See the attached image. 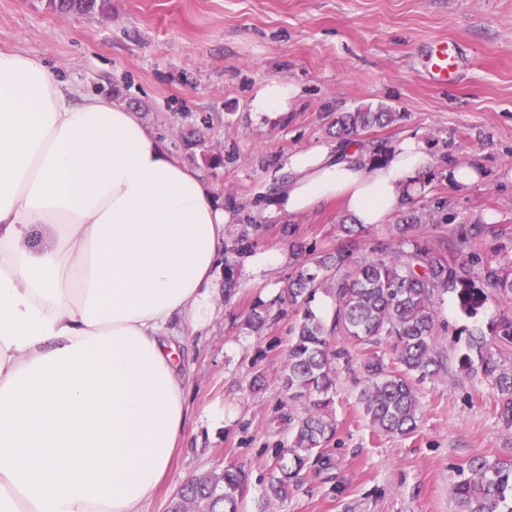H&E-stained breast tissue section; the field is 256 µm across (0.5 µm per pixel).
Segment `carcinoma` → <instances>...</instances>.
I'll return each mask as SVG.
<instances>
[{"instance_id": "carcinoma-1", "label": "carcinoma", "mask_w": 512, "mask_h": 512, "mask_svg": "<svg viewBox=\"0 0 512 512\" xmlns=\"http://www.w3.org/2000/svg\"><path fill=\"white\" fill-rule=\"evenodd\" d=\"M47 9L67 14H91L107 8L109 0H46ZM398 119L387 108L342 112L336 117V136L357 135ZM417 224L397 225L395 240L370 254L360 253L350 240L336 250L307 259L288 278L284 292L297 318L285 357L282 377L288 401L297 408L287 453L301 468L310 457L321 460L336 433L330 410L342 370H352L348 353L333 347L342 338L362 352L363 387L358 403L371 427L392 436L417 428L421 401L417 384L448 372V358L435 345L438 304L451 293L468 318L484 311L488 301L509 305L491 326V336L479 328H462L454 336L456 371L480 376L496 393L498 418L512 432V360L502 349L512 346V271L486 262L474 270L471 252L476 226L454 230L453 246L436 249L414 234ZM333 299L330 316L311 307L317 290ZM390 346L395 367L379 353ZM295 472L280 471L266 486L267 501H282ZM250 480L242 466L230 464L190 479L170 505V512H242ZM455 512H512V457H473L460 469L451 487Z\"/></svg>"}]
</instances>
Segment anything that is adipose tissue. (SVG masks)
<instances>
[{"mask_svg":"<svg viewBox=\"0 0 512 512\" xmlns=\"http://www.w3.org/2000/svg\"><path fill=\"white\" fill-rule=\"evenodd\" d=\"M296 96L272 79L249 108ZM435 163L412 135L318 145L268 211L336 199L383 224ZM231 220L136 112L0 49V512H144L184 439L182 346L208 325Z\"/></svg>","mask_w":512,"mask_h":512,"instance_id":"adipose-tissue-1","label":"adipose tissue"}]
</instances>
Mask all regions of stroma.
Here are the masks:
<instances>
[{
    "mask_svg": "<svg viewBox=\"0 0 512 512\" xmlns=\"http://www.w3.org/2000/svg\"><path fill=\"white\" fill-rule=\"evenodd\" d=\"M442 41L456 44L464 66L438 86L421 58ZM0 47L39 56L79 91L136 111L232 213L223 262L235 286L214 297L207 328L188 340L192 418L146 512H169L186 480L228 464L250 472L243 512H453L450 489L465 461L512 456V433L485 380L451 372L420 383L417 430L392 437L364 419L356 371L337 383L336 434L324 459L305 463L284 502L264 495L284 464L274 450L287 443L295 412L280 385L295 322L281 293L305 255L344 244L349 221L334 201L299 218L268 216L289 156L334 141L337 113L390 108L399 120L359 142L387 145L412 133L440 162L420 195L362 233L363 253L413 213L434 244L458 225H480L475 252L512 265V183L504 178L512 170V0H110L105 13L65 17L45 0H0ZM273 78L299 94L278 119H257L248 102ZM460 158L481 171L464 190L448 175ZM269 251L281 254L279 264L244 261ZM260 301L268 318L257 331L246 320ZM501 310L493 300L470 319L445 296L438 347L451 352L455 331L488 327ZM258 374L265 385L257 391ZM211 408L223 421L208 424Z\"/></svg>",
    "mask_w": 512,
    "mask_h": 512,
    "instance_id": "obj_1",
    "label": "stroma"
}]
</instances>
